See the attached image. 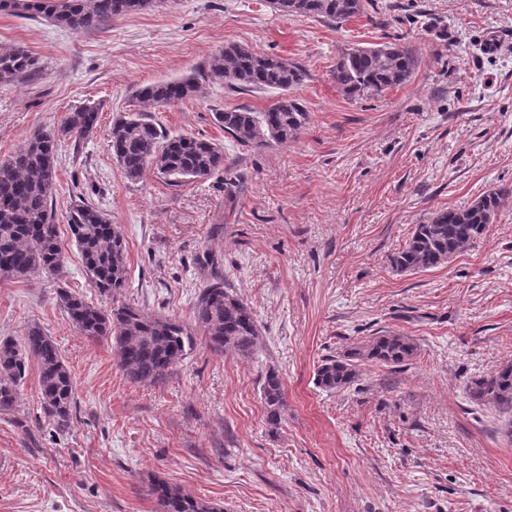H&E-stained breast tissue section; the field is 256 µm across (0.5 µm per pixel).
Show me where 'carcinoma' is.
I'll return each instance as SVG.
<instances>
[{"label": "carcinoma", "instance_id": "carcinoma-1", "mask_svg": "<svg viewBox=\"0 0 512 512\" xmlns=\"http://www.w3.org/2000/svg\"><path fill=\"white\" fill-rule=\"evenodd\" d=\"M285 15L316 16L341 23L363 12V0H269ZM151 0H0V9L42 14L57 25L79 32L114 17L146 10ZM419 63L409 43L353 47L339 55L331 76L348 96L380 95L410 80ZM34 60L22 47L0 52V83H10L32 71ZM211 75L238 89L278 90L282 97L262 112L226 109L214 114L224 133L240 145L260 148L296 138L309 120L308 112L288 92L302 84L305 70L288 59L228 44L211 65ZM200 85L194 76L146 85L137 92L149 107H164L195 97ZM98 112L84 106L65 116L59 127L33 134L12 156L0 160V274L24 279L35 272L60 276L64 257L56 217L50 203L55 176L57 141L86 138L97 126ZM112 154L130 179L152 167L177 183L200 179L224 167V150L217 143L193 136H170L142 113L116 120L110 131ZM512 198V186L489 190L464 207L437 211L416 225L403 247L389 257L397 272L435 268L483 236L500 207ZM68 225L92 283L99 292L115 295L126 287V246L119 228L94 206L71 207ZM59 305L82 335L111 339L120 368L130 380L153 384L164 380L193 347L185 327L172 319L149 315L127 304L110 309L87 302L65 289ZM194 319L216 352L248 356L255 351L259 330L254 315L232 288L217 277L202 288ZM412 339L394 332L369 338L342 356L328 358L315 372V384L341 390L356 377L354 361L364 359L398 368L413 357ZM38 368L42 405L47 415L65 422L76 404L71 374L54 339L38 326L20 340H0V411L9 410L30 361ZM474 400L495 408L512 409V363L468 385ZM266 422L275 429L286 407L279 374L270 369L261 386ZM157 512H222L214 503L192 496L157 479L150 483Z\"/></svg>", "mask_w": 512, "mask_h": 512}]
</instances>
